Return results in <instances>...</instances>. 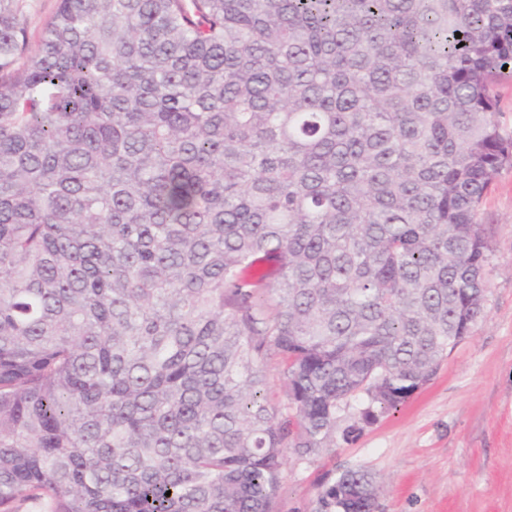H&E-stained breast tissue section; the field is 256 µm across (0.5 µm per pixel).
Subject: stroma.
Returning <instances> with one entry per match:
<instances>
[{
  "instance_id": "1",
  "label": "stroma",
  "mask_w": 512,
  "mask_h": 512,
  "mask_svg": "<svg viewBox=\"0 0 512 512\" xmlns=\"http://www.w3.org/2000/svg\"><path fill=\"white\" fill-rule=\"evenodd\" d=\"M481 218L492 251L485 314L471 336L374 422L351 402L331 451L288 456L276 512H315L323 483L358 467L382 486L375 512H512V166L497 175Z\"/></svg>"
}]
</instances>
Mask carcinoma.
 Instances as JSON below:
<instances>
[{
	"mask_svg": "<svg viewBox=\"0 0 512 512\" xmlns=\"http://www.w3.org/2000/svg\"><path fill=\"white\" fill-rule=\"evenodd\" d=\"M505 65L512 0H58L32 53L0 0V512H274L345 400L425 385L485 310ZM267 378L266 395L271 404L282 406L287 403L285 386L282 377V366L277 356L270 351L265 367Z\"/></svg>",
	"mask_w": 512,
	"mask_h": 512,
	"instance_id": "cac0c4a2",
	"label": "carcinoma"
}]
</instances>
